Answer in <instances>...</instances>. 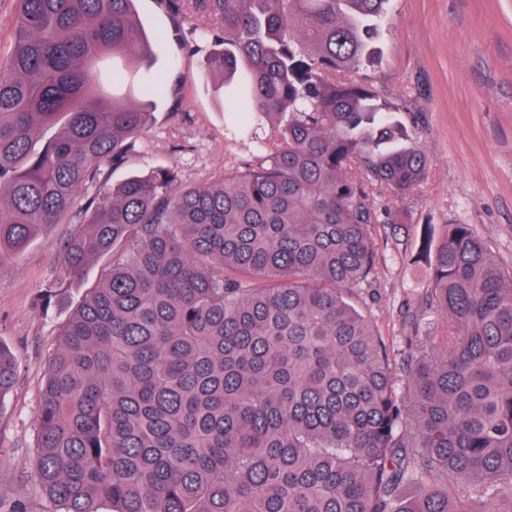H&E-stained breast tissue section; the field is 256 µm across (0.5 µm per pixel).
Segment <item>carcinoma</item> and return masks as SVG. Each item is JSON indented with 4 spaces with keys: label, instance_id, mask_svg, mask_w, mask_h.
Masks as SVG:
<instances>
[{
    "label": "carcinoma",
    "instance_id": "obj_1",
    "mask_svg": "<svg viewBox=\"0 0 512 512\" xmlns=\"http://www.w3.org/2000/svg\"><path fill=\"white\" fill-rule=\"evenodd\" d=\"M0 67V266L65 217V281L112 266L61 326L40 390L45 512H512V271L468 224L425 226L443 315L407 312V392L345 291L375 282L371 229L426 180L395 109L348 76L387 0H199L206 68L270 132L204 186L171 167L88 194L153 121L97 64H148L134 0H16ZM17 373L0 347V399ZM423 486L404 499L406 484Z\"/></svg>",
    "mask_w": 512,
    "mask_h": 512
}]
</instances>
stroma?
I'll return each instance as SVG.
<instances>
[{"label":"stroma","instance_id":"35a3bbf8","mask_svg":"<svg viewBox=\"0 0 512 512\" xmlns=\"http://www.w3.org/2000/svg\"><path fill=\"white\" fill-rule=\"evenodd\" d=\"M135 8L162 43L153 71L164 94L136 153L120 168L104 169L105 186L161 166L175 169L183 184L201 186L253 162L250 141L225 128L232 105L220 80L206 78L204 54H188L210 25L206 14L176 12L169 0H135ZM377 50L356 77L397 107V119L429 158L414 193L401 199L375 190V206L402 221L374 225L377 278L352 293L385 341L403 394L402 312L430 286L426 264L415 261L424 225H470L498 266L512 270V0H390ZM82 221L81 208H73L66 223L0 266V347L18 365L15 385L0 401V512L20 500L29 512L45 508L33 478L39 390L60 326L110 257L90 262L84 279L68 284L49 309L36 299L59 273L61 238Z\"/></svg>","mask_w":512,"mask_h":512}]
</instances>
